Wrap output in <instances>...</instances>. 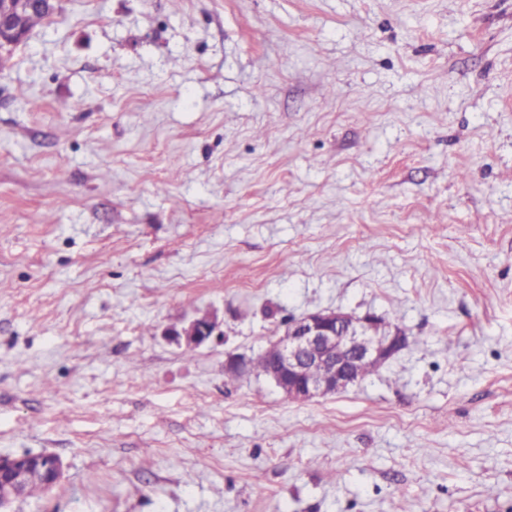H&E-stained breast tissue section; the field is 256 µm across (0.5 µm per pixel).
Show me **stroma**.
<instances>
[{"mask_svg": "<svg viewBox=\"0 0 512 512\" xmlns=\"http://www.w3.org/2000/svg\"><path fill=\"white\" fill-rule=\"evenodd\" d=\"M329 309L412 341L304 403L226 384ZM24 452L65 475L12 512H512V0H60L0 67ZM170 336H176L185 347L196 348L213 336H224V332L220 330V323L216 317H208L192 319L179 328H172Z\"/></svg>", "mask_w": 512, "mask_h": 512, "instance_id": "1", "label": "stroma"}]
</instances>
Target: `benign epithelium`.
I'll return each mask as SVG.
<instances>
[{
    "instance_id": "benign-epithelium-1",
    "label": "benign epithelium",
    "mask_w": 512,
    "mask_h": 512,
    "mask_svg": "<svg viewBox=\"0 0 512 512\" xmlns=\"http://www.w3.org/2000/svg\"><path fill=\"white\" fill-rule=\"evenodd\" d=\"M12 0H0V51L15 47L28 37L22 15L11 7ZM170 335L184 346L196 348L214 336H222L215 317L193 319ZM407 331L397 325L385 329L377 315L361 316L340 310H321L292 317L273 344L262 352L270 364L265 376L295 402L336 395L360 381L359 366L383 367L408 343ZM322 366L328 374L316 377L312 370ZM63 463L50 453L0 456V512H11V504L23 497L32 480L57 484Z\"/></svg>"
}]
</instances>
